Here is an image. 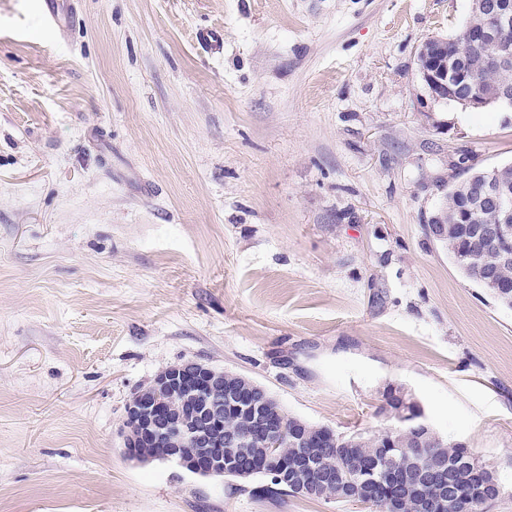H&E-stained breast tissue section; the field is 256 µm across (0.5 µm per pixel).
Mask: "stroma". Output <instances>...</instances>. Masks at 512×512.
Returning <instances> with one entry per match:
<instances>
[{
	"instance_id": "1",
	"label": "stroma",
	"mask_w": 512,
	"mask_h": 512,
	"mask_svg": "<svg viewBox=\"0 0 512 512\" xmlns=\"http://www.w3.org/2000/svg\"><path fill=\"white\" fill-rule=\"evenodd\" d=\"M76 3L0 0V512H367L129 459L183 361L342 434L402 386L512 512V309L423 230L456 164L512 163V107L418 72L470 0Z\"/></svg>"
}]
</instances>
